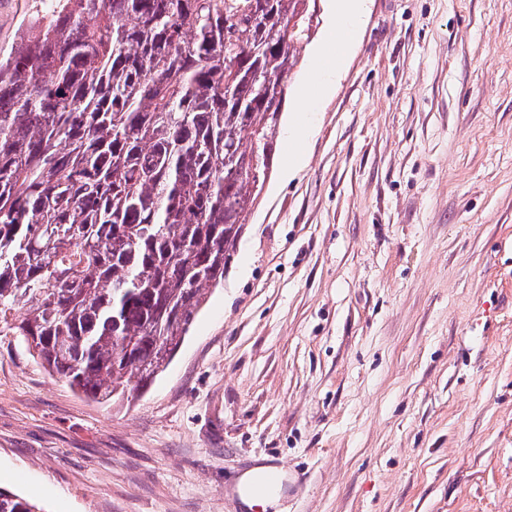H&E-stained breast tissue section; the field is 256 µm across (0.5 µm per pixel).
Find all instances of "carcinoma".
I'll use <instances>...</instances> for the list:
<instances>
[{"mask_svg":"<svg viewBox=\"0 0 512 512\" xmlns=\"http://www.w3.org/2000/svg\"><path fill=\"white\" fill-rule=\"evenodd\" d=\"M316 2L51 0L0 56V327L84 398L147 387L224 282Z\"/></svg>","mask_w":512,"mask_h":512,"instance_id":"carcinoma-1","label":"carcinoma"}]
</instances>
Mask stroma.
I'll list each match as a JSON object with an SVG mask.
<instances>
[{
    "label": "stroma",
    "instance_id": "35a3bbf8",
    "mask_svg": "<svg viewBox=\"0 0 512 512\" xmlns=\"http://www.w3.org/2000/svg\"><path fill=\"white\" fill-rule=\"evenodd\" d=\"M287 85L262 201L141 394L100 404L0 332V487L44 512H512V0H368L332 89ZM39 0H0V51ZM303 162L286 172L296 112Z\"/></svg>",
    "mask_w": 512,
    "mask_h": 512
}]
</instances>
